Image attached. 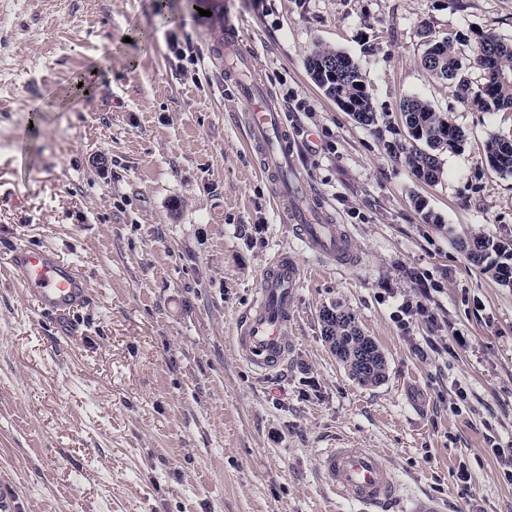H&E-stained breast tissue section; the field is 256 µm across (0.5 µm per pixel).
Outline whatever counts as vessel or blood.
<instances>
[{"label":"vessel or blood","instance_id":"1","mask_svg":"<svg viewBox=\"0 0 512 512\" xmlns=\"http://www.w3.org/2000/svg\"><path fill=\"white\" fill-rule=\"evenodd\" d=\"M215 57L224 67V82L244 100L248 147L257 152L263 169L274 181V198H288V164L293 157L291 140L280 112L266 90L255 80L253 55L245 45L238 23L225 20L214 30ZM323 205L315 195L305 203L282 210L283 219L317 256L346 261L347 238L336 224L322 221ZM7 264L14 278L31 297L38 312L61 316L89 298L86 280L73 264L62 261L45 247L17 246ZM301 269L286 253L278 255L264 271L254 303L240 316L234 348L238 356L257 370L272 372L288 360V327L294 318L295 292ZM319 468L325 482L361 512H446L440 499L419 494L408 498L398 493L397 476L385 458L369 448L342 444L323 451Z\"/></svg>","mask_w":512,"mask_h":512}]
</instances>
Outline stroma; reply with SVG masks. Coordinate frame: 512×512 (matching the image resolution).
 <instances>
[{
	"mask_svg": "<svg viewBox=\"0 0 512 512\" xmlns=\"http://www.w3.org/2000/svg\"><path fill=\"white\" fill-rule=\"evenodd\" d=\"M0 0V494L17 512H358L323 482L347 440L385 455L399 493L447 512H512L493 445H512V286L462 240L512 246V176L483 155L512 112L464 108L421 60L427 38L512 40V0ZM238 22L294 144L293 172L344 228L353 262L298 241L246 147L247 107L211 61L215 15ZM177 36L197 65L168 48ZM325 46L358 63L362 126L310 79ZM95 71L89 90L76 86ZM415 95L465 138L420 183L390 147ZM53 249L92 301L40 316L4 260ZM302 272L290 351L264 374L234 351L238 317L279 252ZM427 305L410 333L385 292ZM340 304L384 353L358 384L330 352ZM466 391L459 402L457 391ZM471 479L461 485L460 468Z\"/></svg>",
	"mask_w": 512,
	"mask_h": 512,
	"instance_id": "stroma-1",
	"label": "stroma"
}]
</instances>
